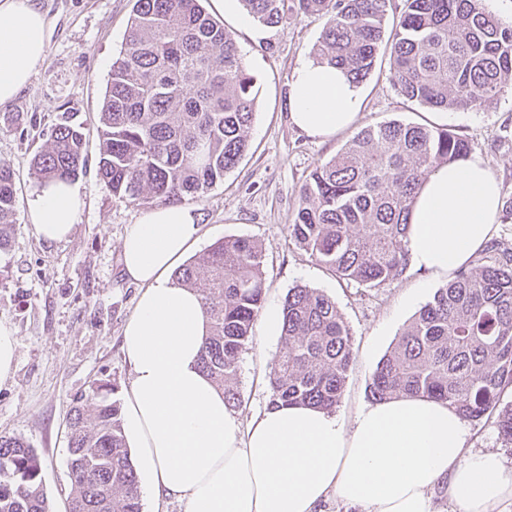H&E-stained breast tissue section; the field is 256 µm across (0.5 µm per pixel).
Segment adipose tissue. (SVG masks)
<instances>
[{
  "mask_svg": "<svg viewBox=\"0 0 512 512\" xmlns=\"http://www.w3.org/2000/svg\"><path fill=\"white\" fill-rule=\"evenodd\" d=\"M50 32L35 0H0V105L38 71ZM290 117L308 135L348 128L359 89L336 68L305 62L290 84ZM86 204L72 182L43 183L28 220L46 241L68 239ZM500 186L477 157L427 176L406 239L413 266L434 277L466 266L493 236ZM192 205H159L128 225L126 276L140 287L123 329L131 367L123 431L140 493L178 498L184 512H432L445 487L456 512H512V467L467 445L465 421L447 404L399 397L361 406L351 420L299 405L266 408L242 423L200 369L208 332L198 293L179 286L176 266L198 242Z\"/></svg>",
  "mask_w": 512,
  "mask_h": 512,
  "instance_id": "ef3b65f1",
  "label": "adipose tissue"
}]
</instances>
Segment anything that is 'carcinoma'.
I'll use <instances>...</instances> for the list:
<instances>
[{"instance_id": "obj_1", "label": "carcinoma", "mask_w": 512, "mask_h": 512, "mask_svg": "<svg viewBox=\"0 0 512 512\" xmlns=\"http://www.w3.org/2000/svg\"><path fill=\"white\" fill-rule=\"evenodd\" d=\"M486 0H403L389 42L401 95L433 108L472 110L512 81V26ZM266 27L288 11L325 19L314 60L360 85L374 68L391 0H241ZM255 80L231 32L201 0H134L130 26L112 62L100 116L98 173L142 205L199 200L241 160L257 106ZM85 134L55 127L33 160L41 180H73L86 167ZM470 154L469 142L444 128L389 122L358 133L302 187L289 238L337 281L379 288L409 263L410 206L439 166ZM10 169L0 167V250L15 209ZM196 290L210 321L201 369L241 406L237 379L263 307L260 244L229 236L175 272ZM353 362L352 334L326 295L288 290L281 347L269 371L271 408L309 405L331 411ZM512 255L459 271L438 288L378 363L372 400L399 395L445 402L466 420L499 411L498 432L512 445ZM108 384L76 401L68 421L69 512H141L139 479L122 428L121 402ZM0 512H51L36 450L0 435Z\"/></svg>"}]
</instances>
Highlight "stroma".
<instances>
[{
	"instance_id": "obj_1",
	"label": "stroma",
	"mask_w": 512,
	"mask_h": 512,
	"mask_svg": "<svg viewBox=\"0 0 512 512\" xmlns=\"http://www.w3.org/2000/svg\"><path fill=\"white\" fill-rule=\"evenodd\" d=\"M37 3L50 29L45 60L30 84L0 106V166L11 169L17 191L9 246L0 252V320L11 325L18 341L15 371L0 382V435L35 448L52 512H68L70 407L96 382L121 393L130 384L121 336L139 288L122 272L120 245L144 208L114 195L99 177L97 161L103 96L132 0ZM215 19L232 32L256 79L258 108L244 157L196 203L200 242L190 255L198 257L227 236H248L264 254L265 305L282 306L295 286L332 298L351 328L354 353L335 413L352 417L368 401L366 383L379 360L443 281L410 265L380 288L338 282L288 237L300 189L316 166L359 132L397 120L447 127L466 138L472 155L500 182L502 200L512 201V83L477 110L434 115L401 95L383 50L360 86L356 121L322 141L291 124L289 92L294 70L312 57L323 19L291 12L271 28H243L220 13ZM65 121L86 136L88 162L78 182L87 205L68 240L46 242L26 218L27 201L39 185L32 162L52 128ZM253 336L239 370L238 414L244 420L267 407V374L280 348L279 337L266 335L262 325H254Z\"/></svg>"
}]
</instances>
